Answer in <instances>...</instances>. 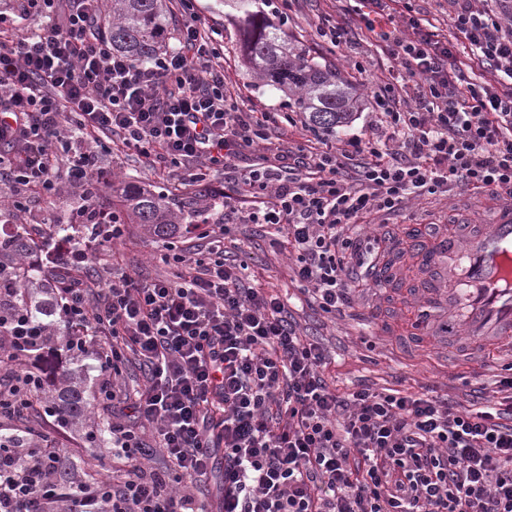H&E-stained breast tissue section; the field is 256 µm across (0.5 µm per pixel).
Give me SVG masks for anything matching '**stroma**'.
Masks as SVG:
<instances>
[{
  "instance_id": "35a3bbf8",
  "label": "stroma",
  "mask_w": 512,
  "mask_h": 512,
  "mask_svg": "<svg viewBox=\"0 0 512 512\" xmlns=\"http://www.w3.org/2000/svg\"><path fill=\"white\" fill-rule=\"evenodd\" d=\"M199 5L202 19L224 31V75L239 107L246 112H288L293 118L292 123L270 126L264 141L244 148L235 161L236 171L277 163L279 156L306 143L322 150L348 140L383 143V133L375 124V95L398 63L382 52V44L373 33L360 31V0H273L272 5L263 8L266 17L286 34L289 44L306 49L352 85L355 109L348 123L333 132L310 126L302 114L293 111L292 96L261 84L245 64L237 22L218 10L216 0H199ZM331 23L356 28L352 43L337 46L330 38L320 36V29ZM99 164L110 169L115 180L114 187L104 188L100 195L105 208H120L118 188L130 182L164 193L170 190L169 183L157 179L135 152H103ZM494 205L487 195L455 189L444 196L411 200L395 214L372 217L364 230L381 238V252L388 255L403 239L408 225L436 224L444 228L451 224H485ZM204 242L199 233L167 242L148 236L141 225L131 224L124 239L115 244L113 254L94 252L89 262L98 269L113 267L118 275L170 278L178 271L173 254L191 251ZM224 247L244 253L250 272L289 299L290 309L303 327L321 334L339 391L351 392L365 383L378 391L460 396L476 390L489 397L496 389L497 377L512 372V347L502 345L482 351L466 337L445 334L448 308L443 299L434 300L427 325L417 332L406 314L424 299V292L393 300L387 289L370 284L357 290L349 316L334 320L307 305L298 284L289 276L287 253L271 247L251 225H230Z\"/></svg>"
}]
</instances>
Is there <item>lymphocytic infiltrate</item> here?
Returning <instances> with one entry per match:
<instances>
[{
	"instance_id": "f902f5d3",
	"label": "lymphocytic infiltrate",
	"mask_w": 512,
	"mask_h": 512,
	"mask_svg": "<svg viewBox=\"0 0 512 512\" xmlns=\"http://www.w3.org/2000/svg\"><path fill=\"white\" fill-rule=\"evenodd\" d=\"M178 49L143 65L98 34L101 0H15L49 19L17 37L0 15V208L29 213L32 199L75 190L95 229L58 252L66 335L93 344L111 372L138 388L112 422L111 477L87 483L79 512H512V378L501 400L473 408L451 398L336 392L323 348L285 303L246 284L220 241L174 255L172 279L114 280L87 271L90 251L124 233L91 188L112 181L98 150L133 151L158 177L230 166L275 113L239 109L224 78V32L201 24L194 0ZM451 27L470 45L474 77L461 79L455 45L404 14L381 36L400 68L376 97L392 149L366 143L300 149L294 177L252 169L244 213L222 201L209 223L233 215L264 229L293 258L292 276L329 316H345L375 253L356 228L405 200L463 186L512 191V15L464 7ZM167 467H151L154 453ZM63 451H34L39 473L18 481L0 464V512H49L46 484Z\"/></svg>"
}]
</instances>
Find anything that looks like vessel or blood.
Returning <instances> with one entry per match:
<instances>
[{
  "label": "vessel or blood",
  "instance_id": "vessel-or-blood-1",
  "mask_svg": "<svg viewBox=\"0 0 512 512\" xmlns=\"http://www.w3.org/2000/svg\"><path fill=\"white\" fill-rule=\"evenodd\" d=\"M435 244L447 256L448 307L467 313L464 322H448L449 334L472 337L486 349L512 336V202L477 233L452 231Z\"/></svg>",
  "mask_w": 512,
  "mask_h": 512
}]
</instances>
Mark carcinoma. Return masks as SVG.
Masks as SVG:
<instances>
[{
    "mask_svg": "<svg viewBox=\"0 0 512 512\" xmlns=\"http://www.w3.org/2000/svg\"><path fill=\"white\" fill-rule=\"evenodd\" d=\"M235 11L243 32V49L255 74L268 86L285 93H297L296 108L309 123L333 129L347 122L353 106L349 84L335 72L299 47L291 48L279 28L265 14L253 9L255 0H219ZM105 36L112 50L135 62H148L169 48L171 28L164 0H112L103 11ZM122 224H140L152 237L171 240L190 229L183 223L192 218L197 200L169 199L141 186L129 184L122 190ZM53 234L76 241L92 232L83 224L52 225ZM31 231L26 224H14L0 234V323L17 317L28 323L30 335L15 340L0 337V371L4 379L23 383L21 402L34 409L36 419L24 428L0 430V461L20 473L28 472L29 458L12 449L51 440L41 428L50 418L65 432L80 435L85 448H102L112 442V422L92 420L99 404L96 380L97 351L87 344L76 345L61 335L63 298L61 284L47 277L33 259ZM25 359L42 364L34 377H23L14 366ZM54 478L67 494H80L93 476L91 459L64 456L53 470Z\"/></svg>",
    "mask_w": 512,
    "mask_h": 512,
    "instance_id": "obj_1",
    "label": "carcinoma"
}]
</instances>
